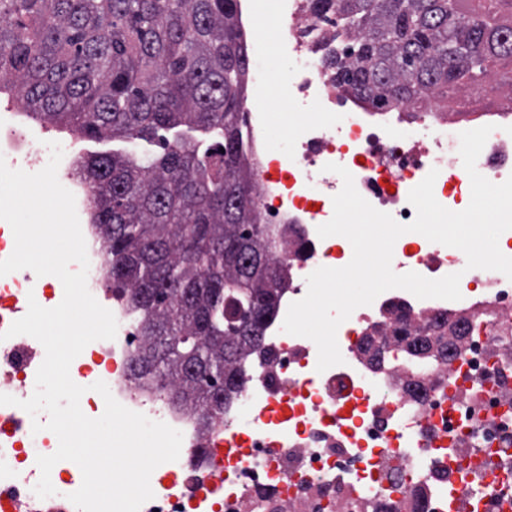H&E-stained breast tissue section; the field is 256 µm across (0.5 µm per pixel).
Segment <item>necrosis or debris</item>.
<instances>
[{
    "label": "necrosis or debris",
    "mask_w": 512,
    "mask_h": 512,
    "mask_svg": "<svg viewBox=\"0 0 512 512\" xmlns=\"http://www.w3.org/2000/svg\"><path fill=\"white\" fill-rule=\"evenodd\" d=\"M243 2L255 74L247 146L258 210L264 223L292 229L281 243L282 307L304 298L312 270L345 266L353 256L346 238L317 233L332 218V198L343 187L326 164L345 167L359 194L401 224L413 210L411 189L433 169L436 200L462 209L471 182L459 154L461 132L492 126L477 169L495 184L512 176V135L506 132L512 101L505 111L475 110L462 118L437 98L414 111L347 100L316 48L334 25L313 14L309 0ZM271 17L288 59L283 75L261 69V30ZM276 100L298 112L283 155L269 147V108ZM392 269L430 279L461 273L462 297L419 299L402 289L380 294L340 325L344 362L321 373L315 343L271 322L261 351L245 365L239 392L205 428L199 409L135 383L131 368L141 336L126 302L113 299L115 339L90 343L70 366L74 382L86 389L89 417L105 410L91 389L102 381L126 408L183 434L173 463L181 479L151 477L154 496L140 512H414L420 491L431 512H447L452 495L512 512V279L467 269L461 250L411 232L397 239ZM63 296V288L45 287L31 271L0 276V333L25 315L29 299L52 308ZM460 314L470 332L459 357L419 376L396 360L370 364L365 340L386 354L395 328L435 337L443 334L445 319ZM40 347L28 335L0 340V393L21 400L33 394ZM413 378L421 381L416 395L407 387ZM32 422L21 408L0 406V512H77L69 496L79 489L82 472L74 462H60L64 479L57 494L35 495L36 460L53 454L58 438L48 430L33 432Z\"/></svg>",
    "instance_id": "4bbe7bcc"
}]
</instances>
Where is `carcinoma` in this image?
Segmentation results:
<instances>
[{"mask_svg": "<svg viewBox=\"0 0 512 512\" xmlns=\"http://www.w3.org/2000/svg\"><path fill=\"white\" fill-rule=\"evenodd\" d=\"M310 2L336 15L325 63L337 87L376 105L411 107L512 60V0H493L508 9L499 18L466 0ZM249 70L238 0H0V94L125 146L79 156L75 171L112 293L140 320L134 375L190 407L217 400L210 375H224V400L237 393L282 293L246 147ZM406 336L396 347L417 370L459 342L408 352Z\"/></svg>", "mask_w": 512, "mask_h": 512, "instance_id": "1", "label": "carcinoma"}]
</instances>
